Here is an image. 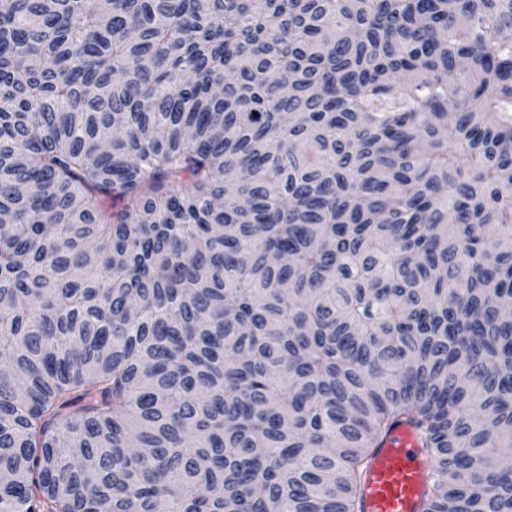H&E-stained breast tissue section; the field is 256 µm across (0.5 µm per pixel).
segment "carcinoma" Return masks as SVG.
I'll use <instances>...</instances> for the list:
<instances>
[{
    "label": "carcinoma",
    "mask_w": 512,
    "mask_h": 512,
    "mask_svg": "<svg viewBox=\"0 0 512 512\" xmlns=\"http://www.w3.org/2000/svg\"><path fill=\"white\" fill-rule=\"evenodd\" d=\"M505 301L512 0H0V512H512ZM368 456L360 512H422L433 471L415 429L398 422Z\"/></svg>",
    "instance_id": "obj_1"
}]
</instances>
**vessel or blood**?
<instances>
[{"mask_svg": "<svg viewBox=\"0 0 512 512\" xmlns=\"http://www.w3.org/2000/svg\"><path fill=\"white\" fill-rule=\"evenodd\" d=\"M368 456L361 512H422L433 471L415 429L398 422Z\"/></svg>", "mask_w": 512, "mask_h": 512, "instance_id": "obj_1", "label": "vessel or blood"}]
</instances>
